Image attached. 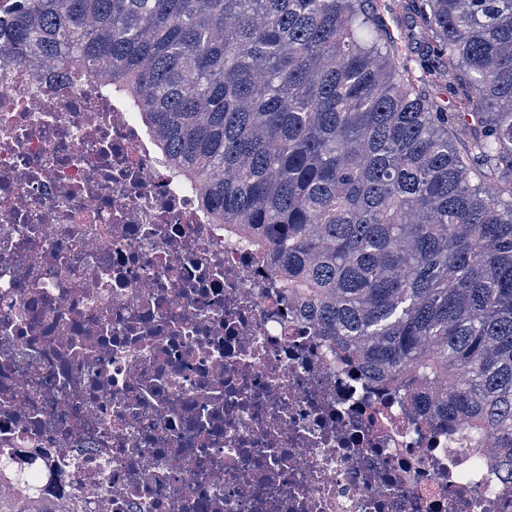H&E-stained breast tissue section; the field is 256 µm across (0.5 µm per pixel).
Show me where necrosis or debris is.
<instances>
[{"label":"necrosis or debris","mask_w":512,"mask_h":512,"mask_svg":"<svg viewBox=\"0 0 512 512\" xmlns=\"http://www.w3.org/2000/svg\"><path fill=\"white\" fill-rule=\"evenodd\" d=\"M99 75L0 74V471L80 512H512L366 394Z\"/></svg>","instance_id":"obj_1"}]
</instances>
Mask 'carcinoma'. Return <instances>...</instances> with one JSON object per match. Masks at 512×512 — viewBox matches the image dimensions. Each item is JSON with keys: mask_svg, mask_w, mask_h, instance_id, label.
<instances>
[{"mask_svg": "<svg viewBox=\"0 0 512 512\" xmlns=\"http://www.w3.org/2000/svg\"><path fill=\"white\" fill-rule=\"evenodd\" d=\"M0 0V63L112 91L288 304L411 419L512 467V0ZM0 512H78L0 479ZM378 12L382 16L392 36L395 37L397 42L403 41V37L407 33L414 30L418 33L417 36H424L420 34V28L415 27V19L404 8V2L408 0H376Z\"/></svg>", "mask_w": 512, "mask_h": 512, "instance_id": "obj_1", "label": "carcinoma"}]
</instances>
